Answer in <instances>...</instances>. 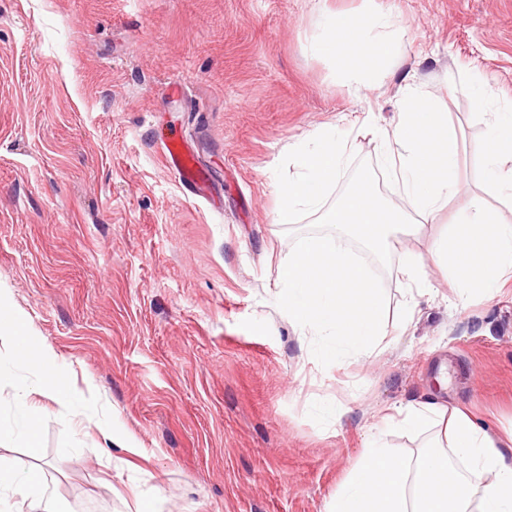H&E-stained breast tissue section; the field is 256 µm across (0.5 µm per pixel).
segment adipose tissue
I'll return each instance as SVG.
<instances>
[{"mask_svg": "<svg viewBox=\"0 0 512 512\" xmlns=\"http://www.w3.org/2000/svg\"><path fill=\"white\" fill-rule=\"evenodd\" d=\"M391 25L390 14L381 10L356 13L324 8L319 12L312 49L335 64L350 95L358 97L377 82L393 59ZM483 169L485 191L512 194V105L496 106L493 112ZM457 222L455 236L434 243V264L443 267L464 292L497 293L512 280V224L477 198ZM0 334L10 341L18 371L13 383L17 414L7 432L36 456L41 444L34 424L41 421L43 411L35 396L65 406L81 400L82 395L72 385L59 382L48 347L35 340L26 319L1 305ZM24 343L32 349L31 358L18 354ZM390 422L409 431L441 427V441L412 462L387 445L371 442L348 471L326 512H512V463L504 455L512 447V431L503 438L492 436L461 409L434 404L399 413ZM452 456L483 475L479 490H472L449 464ZM39 484L36 473L18 471L0 457V491L20 495L28 512H39L41 507L36 492Z\"/></svg>", "mask_w": 512, "mask_h": 512, "instance_id": "1", "label": "adipose tissue"}]
</instances>
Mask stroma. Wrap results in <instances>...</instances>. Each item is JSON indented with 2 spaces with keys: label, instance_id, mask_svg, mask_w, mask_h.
<instances>
[{
  "label": "stroma",
  "instance_id": "stroma-1",
  "mask_svg": "<svg viewBox=\"0 0 512 512\" xmlns=\"http://www.w3.org/2000/svg\"><path fill=\"white\" fill-rule=\"evenodd\" d=\"M319 2L0 0V304L139 448L107 441L83 404L41 399V456L10 437L0 456L39 471L54 512H130L137 492L157 512H326L374 425L409 460L432 440L383 424L398 409L458 406L512 430V282L460 297L430 257L447 214L422 219L388 265L367 260L386 298L380 345L321 366L276 303L279 263L316 218L278 222L275 175L340 116L392 127L413 89L457 129L464 190L449 211L483 196L488 112L512 102V0H327L391 13L401 42L358 98L310 48ZM173 126L221 211L164 166ZM410 252L424 260L416 295L399 273Z\"/></svg>",
  "mask_w": 512,
  "mask_h": 512
}]
</instances>
